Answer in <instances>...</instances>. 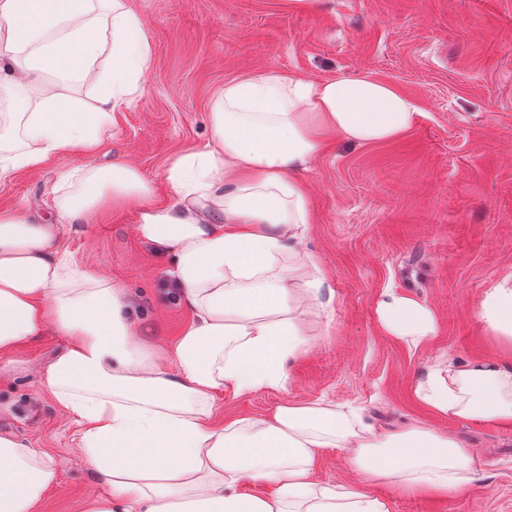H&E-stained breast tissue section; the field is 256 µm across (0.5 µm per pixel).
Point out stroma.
<instances>
[{"label":"stroma","instance_id":"35a3bbf8","mask_svg":"<svg viewBox=\"0 0 512 512\" xmlns=\"http://www.w3.org/2000/svg\"><path fill=\"white\" fill-rule=\"evenodd\" d=\"M141 18L151 62L120 106L96 153L99 165L137 167L167 204L177 154L211 137L209 112L224 83L265 69L312 81L360 73L393 84L419 108L399 138L354 144L330 134L302 172L314 214L304 247L333 292V319L289 367L286 389L217 400L224 420L271 416L284 404L332 400L361 408L380 431L411 426L456 439L478 478L463 494L370 486L391 512H512V423L437 413L415 388L437 358L508 360L512 349L481 326L476 304L512 272V0H127ZM81 162L60 154L0 180V211L47 215ZM68 258L124 288L131 316L154 349L190 318L169 271L175 255L140 239L133 213L106 207L86 224H61ZM424 300L437 334L420 346L387 334L376 302L384 289ZM64 341L25 344L24 369L0 377V427L46 449L60 475L43 512H82L94 484L78 427L35 368Z\"/></svg>","mask_w":512,"mask_h":512}]
</instances>
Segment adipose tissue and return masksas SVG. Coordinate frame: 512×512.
Listing matches in <instances>:
<instances>
[{
	"label": "adipose tissue",
	"instance_id": "1",
	"mask_svg": "<svg viewBox=\"0 0 512 512\" xmlns=\"http://www.w3.org/2000/svg\"><path fill=\"white\" fill-rule=\"evenodd\" d=\"M150 61L126 0H0V90L24 102L0 133V179L59 153L82 155L79 188L58 200L56 219L0 213V374L47 331L66 339L37 372L81 427L95 484L83 512H390L369 484L469 489L474 462L454 438L422 427L383 434L332 401L215 421L225 389L240 397L285 389L289 365L317 334L306 310L330 315L326 277L303 247L314 215L295 171L328 132L355 144L398 138L415 121V102L369 74L315 82L264 70L230 79L211 104L210 141L171 160L177 197L158 205L136 167L94 159ZM81 82L98 87L94 104L75 96ZM108 204L131 208L138 236L176 253L170 276L193 320L166 355L141 339L123 288L62 256L57 219L83 224ZM376 313L386 333L416 345L437 331L433 308L398 291L384 292ZM477 316L512 346V274L484 292ZM415 393L440 414L512 422V362L444 356ZM326 448L346 453L356 482L314 479ZM246 482L275 490L246 494ZM58 484L47 451L0 430V512H42Z\"/></svg>",
	"mask_w": 512,
	"mask_h": 512
}]
</instances>
